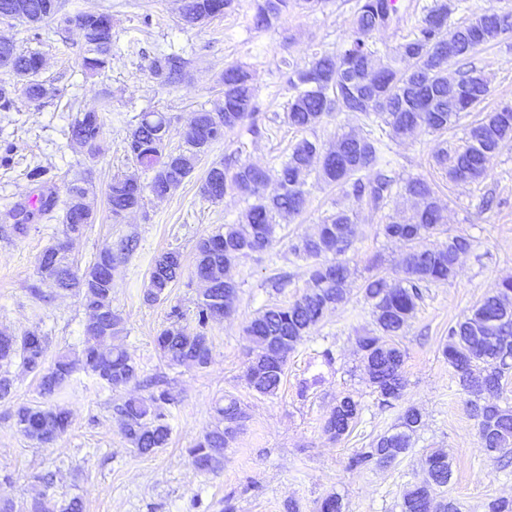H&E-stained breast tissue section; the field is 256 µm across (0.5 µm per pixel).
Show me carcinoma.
I'll return each instance as SVG.
<instances>
[{"label": "carcinoma", "mask_w": 512, "mask_h": 512, "mask_svg": "<svg viewBox=\"0 0 512 512\" xmlns=\"http://www.w3.org/2000/svg\"><path fill=\"white\" fill-rule=\"evenodd\" d=\"M317 0H255L252 24L258 30L272 28L288 10L311 9ZM235 0H188L181 7L184 25L205 15L213 20L234 8ZM454 5L448 0H433L411 35L391 49L386 61L372 69L377 51L371 41L373 32L388 27L387 18L398 14L397 0H357V9L342 44L334 51L314 53L306 67H293L286 80L296 94L288 101L285 119L288 125L307 130L319 125L332 111L356 112L369 123L389 129L394 138L418 130L443 135L456 126L462 114L480 104L489 93L484 75L475 68L463 72L456 81L457 91L448 95V67L498 40L512 29V11L489 7L473 20L456 24L450 21ZM59 13L58 0H0V19L17 21L35 31L52 25ZM84 38L80 66L86 73L101 74L112 64V18L106 14H81L74 18ZM407 60L409 70L397 63ZM0 67L8 79L0 80V112L16 109L20 96L31 103L57 94L52 84L43 80V59L37 52L24 51L15 41L0 38ZM187 61L175 54L154 58L149 66L152 77L161 84H174L186 75ZM224 107L200 110L185 132L191 140H203L212 146L224 134L246 126L259 133L261 112L250 71L239 64L224 69ZM109 104L99 109L79 110L71 122L67 139L87 155L100 151L107 123ZM169 119L163 112H144L130 132L125 151L140 167L151 173L143 184L127 175H115L107 187L112 219L142 206L144 194L167 195L194 170L198 156L191 149L174 154L165 151ZM512 139V107L489 112L470 128L465 142L453 151L439 150L436 165L458 182L478 180L486 175V162L500 144ZM383 141L355 130L336 135L325 148L307 138L299 140L280 165L263 169L250 162L212 165L201 186L208 200L219 201L228 192L247 202L241 220L224 225V230L202 238L197 245L195 270L207 288L195 303L197 327L181 324L183 312L174 306L169 323L156 337L164 358L176 366L203 368L211 358V342L206 328L213 319L229 313L237 297L239 284L231 274L237 263L252 253L266 250L275 234L276 217L298 215L307 205L305 185L315 173L323 181L341 188L344 196L357 203L359 211L338 208L313 235L299 237L291 245L298 258H315L309 270L307 291L287 305H276L259 312L247 325L254 349L244 378L251 390L260 395H274L285 375L288 352L322 320L325 312L347 300L353 286L350 272L339 256L354 242L353 224L359 213L375 212L393 195L397 182L374 172ZM275 182L278 191L265 193ZM404 195L419 205L415 215L405 218L390 214L381 225L382 233L406 244L402 261L403 277L390 279L371 276L360 285L364 296L373 302L376 332L362 336L358 346L370 380L382 401L401 397L404 353L393 342L413 316L423 289L449 280L456 272L460 255L469 251L470 239L449 233L444 209L432 185L420 177H410L400 186ZM58 205L53 191H40L32 204H20L11 211L14 230L23 234L30 221L51 214ZM87 204H68L62 223L65 238L80 235L92 223ZM442 238L431 245L430 238ZM112 249H102L95 261L80 276L67 261V244L58 241L46 247L38 257L40 281L61 290L82 294L91 319L86 333L91 335L82 352L83 369L112 388L125 386L138 377V365L129 353L112 346V339L122 332V320L112 311ZM182 272V256L175 250L161 253L155 260L146 287L145 300L155 302L165 295ZM512 354V278L502 280L498 288L484 296L448 328V342L442 355L453 369L459 386L470 396L472 415L478 419L479 436L491 453L506 458L512 454V408L491 402L503 390L508 373L504 352ZM47 341L36 344L25 336L0 332V364L19 362L27 372L38 377L40 392L51 397L65 389L77 369V362L67 352H59L46 363ZM174 402L169 383L156 385L146 398H128L114 406L121 420L126 441L140 455L155 453L168 445L171 427L163 406ZM361 408L348 395L340 399L324 421L323 430L340 438L352 430ZM217 423L197 440L190 455L214 472L224 464V449L235 441L240 430L231 428L246 421L247 413L231 398L216 407ZM16 425L37 444L53 441L70 426L69 412L60 406L21 405L15 412ZM421 424V415L413 407L402 415L400 431L382 435L360 449L352 463H387L405 453L413 434ZM428 478L413 486L403 496L401 512H432L434 490L448 484L451 467L448 456L433 453L426 459ZM28 512H82L73 500L59 506L47 496L32 501Z\"/></svg>", "instance_id": "obj_1"}]
</instances>
